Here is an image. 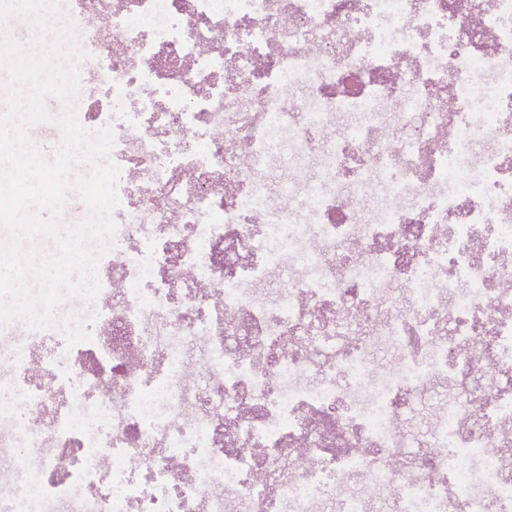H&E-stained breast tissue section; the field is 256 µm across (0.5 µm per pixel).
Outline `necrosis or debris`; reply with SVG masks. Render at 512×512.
Masks as SVG:
<instances>
[{"label": "necrosis or debris", "mask_w": 512, "mask_h": 512, "mask_svg": "<svg viewBox=\"0 0 512 512\" xmlns=\"http://www.w3.org/2000/svg\"><path fill=\"white\" fill-rule=\"evenodd\" d=\"M68 12L118 232L0 329V512H512V0Z\"/></svg>", "instance_id": "necrosis-or-debris-1"}]
</instances>
